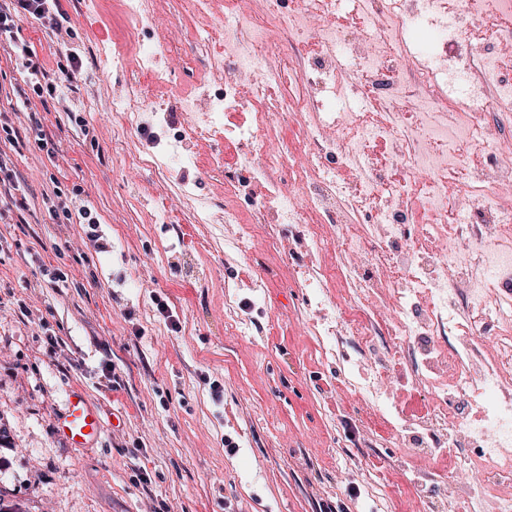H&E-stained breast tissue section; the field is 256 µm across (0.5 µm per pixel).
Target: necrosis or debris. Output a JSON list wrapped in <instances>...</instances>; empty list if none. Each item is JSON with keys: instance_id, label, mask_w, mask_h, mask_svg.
<instances>
[{"instance_id": "4bbe7bcc", "label": "necrosis or debris", "mask_w": 512, "mask_h": 512, "mask_svg": "<svg viewBox=\"0 0 512 512\" xmlns=\"http://www.w3.org/2000/svg\"><path fill=\"white\" fill-rule=\"evenodd\" d=\"M342 0H226L210 24L224 36V79L210 98L186 100L193 136L223 133L247 159L245 182L228 180L222 222L234 244L259 246L287 225L288 250L316 255L328 224L367 212L335 243L338 271L315 265L320 288L341 277L356 307L390 306L392 334L409 345L431 413L400 425L409 458L462 449L452 495L471 512H512V140L486 123L490 104H512V70L496 47L474 41L475 22L512 39V0H351L362 23L331 21ZM389 142L386 166L364 161L370 139ZM487 164L477 183L448 191L466 174L468 150ZM356 166L344 181L336 168ZM297 175L284 189L278 173ZM261 186L252 219L233 203ZM428 224L416 243L410 224ZM461 315L492 326L482 344ZM481 397L479 420L460 419L456 401Z\"/></svg>"}]
</instances>
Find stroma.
Listing matches in <instances>:
<instances>
[{
	"label": "stroma",
	"instance_id": "35a3bbf8",
	"mask_svg": "<svg viewBox=\"0 0 512 512\" xmlns=\"http://www.w3.org/2000/svg\"><path fill=\"white\" fill-rule=\"evenodd\" d=\"M61 7L82 62L72 80L54 33L29 19L17 37L46 81H65L66 99L18 107L27 73L0 48V109L13 111L19 134L0 151L29 203L24 219L0 220V512H224L228 502L235 512H319L350 483L360 512H468L442 486L410 481L418 464L396 445L395 421L411 418L406 395L433 400L415 388L406 358L367 353L353 336L324 353L309 326L318 297L302 285L309 258L281 247V227L267 248L232 249L223 225L197 223L199 206L224 211V171L212 163L232 152L223 138L195 141L198 162L186 170L137 165L155 131L121 128L112 105L140 79L138 44L155 31L137 30L124 0ZM150 10L165 19L180 64L141 104H164L175 137L185 97L211 76L212 48L189 0H150ZM69 105L85 112L88 131L70 121ZM35 123L55 158L29 142ZM75 185L95 227L46 212L53 187ZM54 268L65 281H51ZM362 364L387 380L393 415L358 400L351 379ZM73 388L107 422L91 449L68 446L54 425Z\"/></svg>",
	"mask_w": 512,
	"mask_h": 512
}]
</instances>
